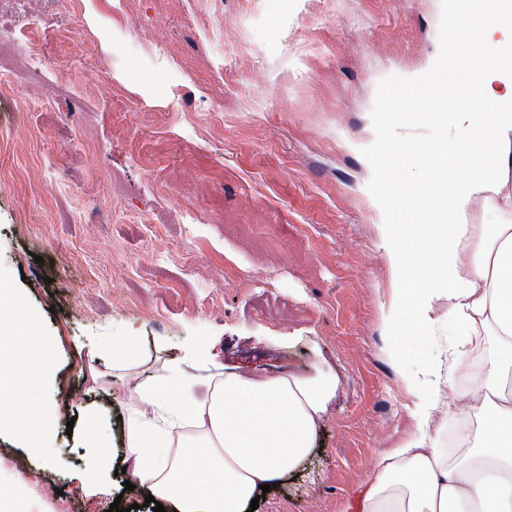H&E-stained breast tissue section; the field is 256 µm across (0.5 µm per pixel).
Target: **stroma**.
<instances>
[{"label":"stroma","instance_id":"1","mask_svg":"<svg viewBox=\"0 0 512 512\" xmlns=\"http://www.w3.org/2000/svg\"><path fill=\"white\" fill-rule=\"evenodd\" d=\"M12 32L35 55L0 96V289L21 298L16 331L34 317L52 339L35 397L60 461L0 433V456L61 490L32 491L29 512H152L124 475L82 483L91 450L66 433L94 408L122 448L126 389L89 358L107 336L134 337L148 374L168 358L261 377L319 353L337 370L312 452L256 512H357L377 458L418 434L392 342L429 365L428 435L447 448L456 326L441 303L431 339L387 334L396 274L365 153L436 135L444 104L413 101L405 80L444 51L448 0H0Z\"/></svg>","mask_w":512,"mask_h":512}]
</instances>
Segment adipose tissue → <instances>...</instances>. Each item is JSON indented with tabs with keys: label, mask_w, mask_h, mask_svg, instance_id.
Returning a JSON list of instances; mask_svg holds the SVG:
<instances>
[{
	"label": "adipose tissue",
	"mask_w": 512,
	"mask_h": 512,
	"mask_svg": "<svg viewBox=\"0 0 512 512\" xmlns=\"http://www.w3.org/2000/svg\"><path fill=\"white\" fill-rule=\"evenodd\" d=\"M450 15L467 12L454 28L463 42L492 44L512 56V16L500 0H449ZM458 56L439 55L432 68L411 76L407 88H433L450 97L443 132L424 144L403 143L421 170L448 168L441 193L430 202L438 236L420 224L414 238L401 223L421 208L418 198L395 205L391 189L403 172L379 169L384 188L376 207L384 222L380 247L398 276L401 306L389 324L408 321L431 333L438 302L448 304L457 327L446 378L467 365L470 336L490 333L499 349L476 370L480 383L459 399V413L483 427L467 454L449 461L424 437L384 454L361 493L358 512H512V68L496 63L467 82L456 75ZM480 99L473 108L472 99ZM483 203L495 221L469 224L472 205ZM11 369L0 391L12 403L0 409V432L22 447L46 454L51 420L31 394L52 371V341L29 321L11 344ZM336 370L319 360L308 372L253 378L235 371L198 380L178 362L150 380H134L124 417V463L129 481L147 488L168 512H250L262 486L293 473L310 454L319 422L335 399Z\"/></svg>",
	"instance_id": "obj_1"
}]
</instances>
